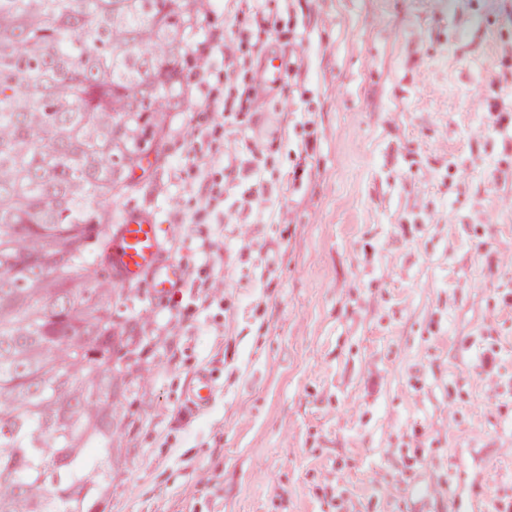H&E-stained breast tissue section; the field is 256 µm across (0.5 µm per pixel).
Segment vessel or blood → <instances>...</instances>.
I'll use <instances>...</instances> for the list:
<instances>
[{
	"mask_svg": "<svg viewBox=\"0 0 512 512\" xmlns=\"http://www.w3.org/2000/svg\"><path fill=\"white\" fill-rule=\"evenodd\" d=\"M112 275L119 285L145 284L161 296L183 282L185 270L166 257L160 225L146 214L128 212L112 228Z\"/></svg>",
	"mask_w": 512,
	"mask_h": 512,
	"instance_id": "1",
	"label": "vessel or blood"
}]
</instances>
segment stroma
<instances>
[{
  "mask_svg": "<svg viewBox=\"0 0 512 512\" xmlns=\"http://www.w3.org/2000/svg\"><path fill=\"white\" fill-rule=\"evenodd\" d=\"M214 32L224 114L182 95L131 191L90 202L151 215L186 269L112 292L92 512H512V0H209ZM228 152L257 179L225 182Z\"/></svg>",
  "mask_w": 512,
  "mask_h": 512,
  "instance_id": "1",
  "label": "stroma"
}]
</instances>
